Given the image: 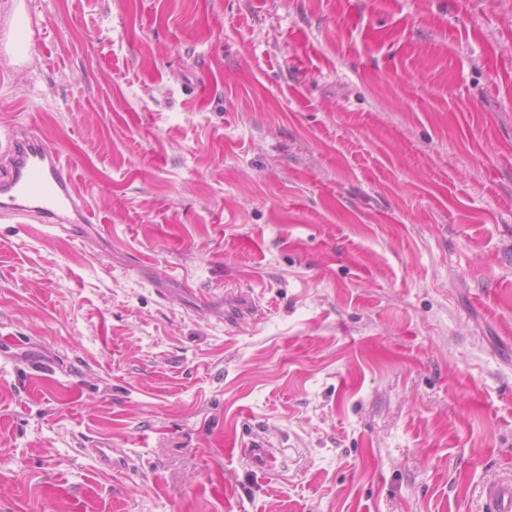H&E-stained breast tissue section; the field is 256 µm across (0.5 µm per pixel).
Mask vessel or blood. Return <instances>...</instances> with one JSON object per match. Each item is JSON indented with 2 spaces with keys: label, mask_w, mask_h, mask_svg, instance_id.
<instances>
[{
  "label": "vessel or blood",
  "mask_w": 512,
  "mask_h": 512,
  "mask_svg": "<svg viewBox=\"0 0 512 512\" xmlns=\"http://www.w3.org/2000/svg\"><path fill=\"white\" fill-rule=\"evenodd\" d=\"M9 165L8 176L0 180V195L8 199L0 214L50 224L64 233L71 232L74 225L90 223L69 166L57 149L40 139L20 137L10 142ZM229 299L239 313L226 318L228 327H236L241 318L255 314L252 295L233 293ZM86 453L108 470H124L131 464L130 456L117 448L94 444ZM484 493L489 512H512V482L489 484Z\"/></svg>",
  "instance_id": "vessel-or-blood-1"
}]
</instances>
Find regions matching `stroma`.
<instances>
[{"instance_id":"stroma-1","label":"stroma","mask_w":512,"mask_h":512,"mask_svg":"<svg viewBox=\"0 0 512 512\" xmlns=\"http://www.w3.org/2000/svg\"><path fill=\"white\" fill-rule=\"evenodd\" d=\"M24 7L0 167L49 140L93 221L0 219V512H485L512 481V0ZM228 288L260 306L229 335ZM84 453L91 456L100 466L108 470H126L130 467L132 459L126 452L118 448H107L92 444L85 448Z\"/></svg>"}]
</instances>
